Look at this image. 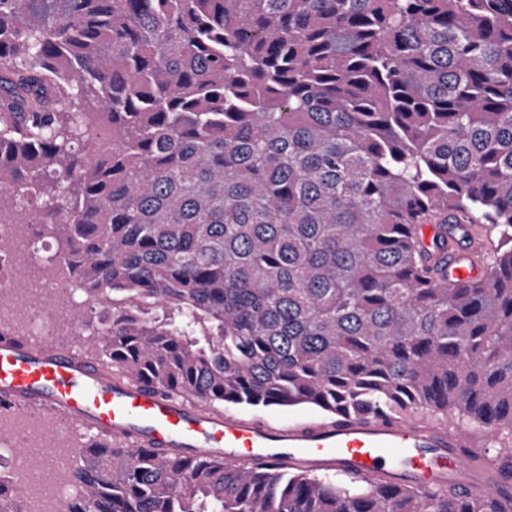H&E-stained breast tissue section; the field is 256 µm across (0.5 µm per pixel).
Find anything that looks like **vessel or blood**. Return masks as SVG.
Masks as SVG:
<instances>
[{
	"label": "vessel or blood",
	"mask_w": 512,
	"mask_h": 512,
	"mask_svg": "<svg viewBox=\"0 0 512 512\" xmlns=\"http://www.w3.org/2000/svg\"><path fill=\"white\" fill-rule=\"evenodd\" d=\"M0 411L50 413L58 425L107 434L128 447L307 473L338 471L433 493L451 489L476 497L502 482L500 471L482 465L477 436L432 416L337 415L277 428L112 375L80 351L8 330L0 332Z\"/></svg>",
	"instance_id": "obj_1"
}]
</instances>
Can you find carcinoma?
I'll return each mask as SVG.
<instances>
[{
  "label": "carcinoma",
  "instance_id": "1",
  "mask_svg": "<svg viewBox=\"0 0 512 512\" xmlns=\"http://www.w3.org/2000/svg\"><path fill=\"white\" fill-rule=\"evenodd\" d=\"M0 218L71 259L107 366L461 420L512 471V0H0ZM484 239L483 274L448 280V241ZM85 448L67 512H503Z\"/></svg>",
  "mask_w": 512,
  "mask_h": 512
}]
</instances>
